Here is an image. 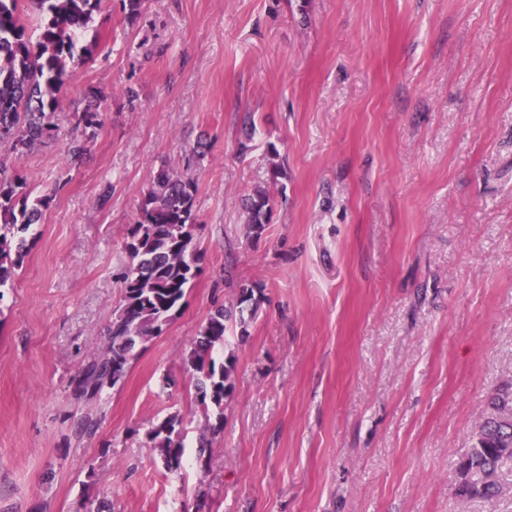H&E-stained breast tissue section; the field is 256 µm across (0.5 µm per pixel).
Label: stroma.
Returning a JSON list of instances; mask_svg holds the SVG:
<instances>
[{
	"mask_svg": "<svg viewBox=\"0 0 512 512\" xmlns=\"http://www.w3.org/2000/svg\"><path fill=\"white\" fill-rule=\"evenodd\" d=\"M95 27L62 106L99 91L102 127L76 159L61 122L18 166L53 201L0 288V512H512L453 486L512 380V0H146L133 21L104 0ZM163 168L198 180L202 272L124 378L75 400ZM242 286L262 302L227 329L203 449L187 356ZM175 412L171 473L147 433ZM247 217V234L250 239H258L265 231L272 212V200L265 189H256L245 200L244 204Z\"/></svg>",
	"mask_w": 512,
	"mask_h": 512,
	"instance_id": "1",
	"label": "stroma"
}]
</instances>
